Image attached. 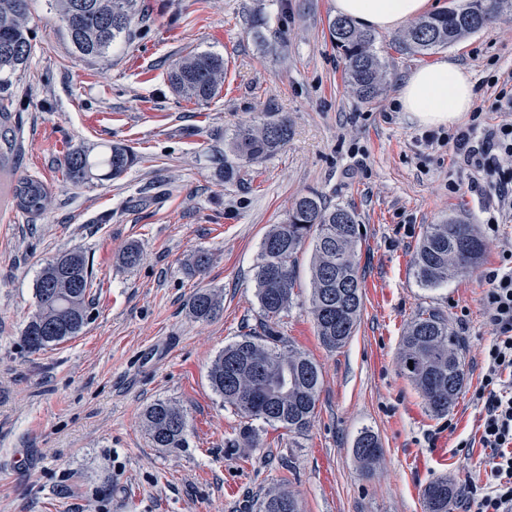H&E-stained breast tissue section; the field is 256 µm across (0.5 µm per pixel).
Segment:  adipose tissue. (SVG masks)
Masks as SVG:
<instances>
[{"label":"adipose tissue","instance_id":"ef3b65f1","mask_svg":"<svg viewBox=\"0 0 512 512\" xmlns=\"http://www.w3.org/2000/svg\"><path fill=\"white\" fill-rule=\"evenodd\" d=\"M432 0H335L338 14L378 32H390L429 11ZM475 98L470 74L457 63L441 60L417 68L402 82L401 111L425 123H455Z\"/></svg>","mask_w":512,"mask_h":512}]
</instances>
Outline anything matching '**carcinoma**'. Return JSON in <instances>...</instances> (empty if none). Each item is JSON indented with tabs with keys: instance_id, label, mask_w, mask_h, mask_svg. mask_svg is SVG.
<instances>
[{
	"instance_id": "cac0c4a2",
	"label": "carcinoma",
	"mask_w": 512,
	"mask_h": 512,
	"mask_svg": "<svg viewBox=\"0 0 512 512\" xmlns=\"http://www.w3.org/2000/svg\"><path fill=\"white\" fill-rule=\"evenodd\" d=\"M51 2L71 47L83 57L108 53L115 43L129 36L142 11L139 0ZM508 8H512V0H465L416 21L399 40L418 53L429 54L487 27ZM328 29L331 41L346 58L348 86L362 102H373L387 83V65L375 50V36L344 17L330 20ZM31 52L28 0H0V91L24 70ZM169 80L185 100L208 102L224 85V58L209 52L182 57L172 64ZM11 120L9 107L1 105V172L15 153ZM290 136L291 127L285 118L241 126L227 149L212 152L211 161L217 175L230 181L242 165L275 153ZM135 161L134 152L122 144H104L96 152L76 146L64 158V172L73 185L82 186L95 179L118 178ZM10 195L18 210L32 216L45 212L51 202L49 187L34 176L12 179ZM308 240L313 245L311 313L322 344L331 351L344 347L360 320L363 293L355 259L360 241L355 213L342 206L329 207L315 194L296 198L285 220L271 225L265 233L255 265L264 338L244 336L225 346L208 371L212 390L246 419L239 434L244 446L256 438L251 421L278 424L301 434L309 428L317 408L316 364L286 347L273 329L293 303L297 254ZM483 252L484 243L473 226L450 217L428 225L413 257L414 272L423 286L433 289L450 277L471 272ZM90 288L92 271L82 253L64 252L46 263L35 279L37 309L24 328V345L36 352L79 335L89 319ZM190 310L199 320H212L223 312L222 298L213 289L200 288L191 298ZM458 350L448 320L434 311L417 314L403 337L401 369L436 415L447 414L464 387L466 375ZM144 426L157 448L185 446L186 414L174 403L157 401L148 406ZM355 453L365 464L382 454L381 444L371 430L359 434ZM453 494L446 478L430 483L423 492L426 512H448ZM259 512L301 510L295 496L279 488L267 492Z\"/></svg>"
}]
</instances>
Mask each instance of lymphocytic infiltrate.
Wrapping results in <instances>:
<instances>
[{
	"label": "lymphocytic infiltrate",
	"mask_w": 512,
	"mask_h": 512,
	"mask_svg": "<svg viewBox=\"0 0 512 512\" xmlns=\"http://www.w3.org/2000/svg\"><path fill=\"white\" fill-rule=\"evenodd\" d=\"M456 158L480 169L496 153L512 156V124L472 123L450 136ZM484 294L493 336L484 350L482 385L475 393L480 408L482 447L491 479L468 480L461 495V512H512V261L486 274Z\"/></svg>",
	"instance_id": "lymphocytic-infiltrate-1"
}]
</instances>
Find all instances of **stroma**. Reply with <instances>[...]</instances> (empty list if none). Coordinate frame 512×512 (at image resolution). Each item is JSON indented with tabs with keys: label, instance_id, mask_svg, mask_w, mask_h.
<instances>
[{
	"label": "stroma",
	"instance_id": "stroma-1",
	"mask_svg": "<svg viewBox=\"0 0 512 512\" xmlns=\"http://www.w3.org/2000/svg\"><path fill=\"white\" fill-rule=\"evenodd\" d=\"M143 3L126 40L84 58L49 0H30L33 51L10 89L22 103L12 119L16 172L47 183L52 202L32 218L0 195V512H258L274 486L295 494L302 512H426L431 482L461 491L486 455L458 447L479 424L471 396L492 334L485 276L512 253V215L489 226L485 202L512 158L472 173L448 145L452 126L419 122L396 97L411 70L447 58L476 85L461 124L512 122L498 102L512 71V10L430 54L403 48L399 31L378 34L387 87L367 105L330 40L334 0ZM194 52L224 59V85L206 103L178 97L167 78L173 61ZM281 117L288 143L219 181L211 149L243 123ZM103 143L129 146L135 164L119 178L72 185L65 153ZM308 193L356 215L361 320L344 347L322 345L303 249L278 329L320 368L316 415L301 434L255 422L256 447L240 448L241 417L207 371L226 345L263 335L254 281L262 238ZM448 217L472 224L486 249L468 275L429 290L413 273L414 253L427 225ZM132 244L143 259L130 268L121 257ZM69 250L92 267L91 318L79 336L29 351L22 331L36 310V274ZM200 251L213 257L202 276L188 270ZM199 288L222 294L221 316L191 315ZM423 310L442 314L463 342L465 385L444 416L399 369L402 338ZM157 400L184 409V447H153L142 418ZM365 429L383 448L369 467L354 454Z\"/></svg>",
	"mask_w": 512,
	"mask_h": 512
}]
</instances>
